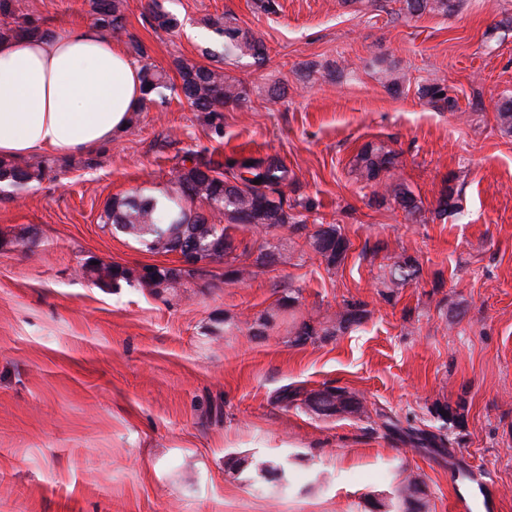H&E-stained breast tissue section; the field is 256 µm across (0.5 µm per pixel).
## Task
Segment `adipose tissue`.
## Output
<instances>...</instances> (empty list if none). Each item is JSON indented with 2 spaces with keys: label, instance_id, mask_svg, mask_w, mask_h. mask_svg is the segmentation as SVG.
Segmentation results:
<instances>
[{
  "label": "adipose tissue",
  "instance_id": "adipose-tissue-1",
  "mask_svg": "<svg viewBox=\"0 0 512 512\" xmlns=\"http://www.w3.org/2000/svg\"><path fill=\"white\" fill-rule=\"evenodd\" d=\"M138 65L102 29L0 38V156L85 153L141 104Z\"/></svg>",
  "mask_w": 512,
  "mask_h": 512
}]
</instances>
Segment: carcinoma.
<instances>
[{"label":"carcinoma","instance_id":"carcinoma-1","mask_svg":"<svg viewBox=\"0 0 512 512\" xmlns=\"http://www.w3.org/2000/svg\"><path fill=\"white\" fill-rule=\"evenodd\" d=\"M94 25L120 39L127 33L124 24L126 0H90ZM456 0H404L407 15L423 13L446 15L454 10ZM149 9L157 26L174 30L179 26L178 19L164 8L160 0H150ZM0 17L9 21V26L0 33L12 37L48 36L50 30L40 27L28 15H18L13 0H0ZM214 40L221 51L208 52L221 60L251 57L257 63L265 60V48L252 34L228 21L211 24ZM128 45L140 62L141 81L145 97L141 108L150 104L165 103V91L183 96L199 112L210 114L224 106L238 105L246 100L251 92L248 84L231 76L224 68L200 64L194 60H175V69L180 83H174L167 71L148 62L146 48L133 37H128ZM422 96L431 102H442L455 107V101L448 97V85L442 78H435L421 89ZM497 120L501 129L512 134V99H505L497 106ZM397 169V154L383 146L366 145L357 156L356 173L360 180L375 187L374 195L381 204L387 202L400 208L405 217L413 222L423 221L420 201L404 181L393 173ZM43 167L39 163H18L12 159L0 158V193L12 197L19 191L42 178ZM260 183H254V180ZM294 183V174L277 155L264 157L226 156L224 161H201L188 154L176 168L173 189L155 194L149 188L136 189L122 197L112 199L104 211L103 223L112 225L116 231L139 243L147 251L160 253L168 251L170 237L181 227L190 230L188 238L206 250L216 239H224V254L212 258L211 263L224 265V279L230 282L243 281L252 271L246 265H239V256L234 254L233 238L228 233L238 224H248L259 232L268 235L286 228L294 235L305 236L311 247L320 255L327 267L334 269L346 258L351 242L335 224H316L308 229L303 213L314 209L308 198H291L285 188ZM456 211L453 191L443 188L435 214L443 217ZM256 262H268L269 255L284 264L293 258V252L274 254L268 242L259 244ZM97 285L119 287V282H137L138 285L153 287L143 273L132 274L119 265L93 266L85 270ZM420 263L408 255L397 257L390 264L381 266L379 278L385 288H398L418 282ZM368 311L359 301H348L344 309L336 314V323L324 326L313 320H292L289 333L294 343L301 344V337L314 341L320 335L335 336L353 326H359L366 319ZM334 393L326 392L316 401L300 397L297 390H284L280 401L301 403L315 412L330 413ZM421 485L418 477L409 474L399 488V498L406 512H419L412 508V498Z\"/></svg>","mask_w":512,"mask_h":512}]
</instances>
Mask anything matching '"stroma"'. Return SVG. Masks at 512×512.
<instances>
[{
    "label": "stroma",
    "mask_w": 512,
    "mask_h": 512,
    "mask_svg": "<svg viewBox=\"0 0 512 512\" xmlns=\"http://www.w3.org/2000/svg\"><path fill=\"white\" fill-rule=\"evenodd\" d=\"M274 2L162 0L181 22L169 33L148 0H128V33L170 73L179 57L210 64L211 21L235 17L266 48L263 64L225 66L248 101L210 115L170 96L95 152L43 155L40 183L0 197V512H373L410 473L425 512H512V135L496 119L512 97V0L419 17L399 0ZM16 7L51 30L92 20L89 0ZM438 76L456 108L420 97ZM370 143L398 154L427 221L372 204L353 171ZM189 152L280 156L288 196L351 241L344 263L327 268L283 228L266 238L293 259L257 264L265 237L240 227L250 279L203 264L167 292L95 285L91 261L177 265L101 215L132 189L169 188ZM447 185L458 212L439 219ZM404 253L419 281L386 297L379 265ZM351 300L366 305L360 326L294 345L291 318L332 319ZM327 386L364 414L277 400ZM461 398V421L443 423L436 406Z\"/></svg>",
    "instance_id": "stroma-1"
}]
</instances>
